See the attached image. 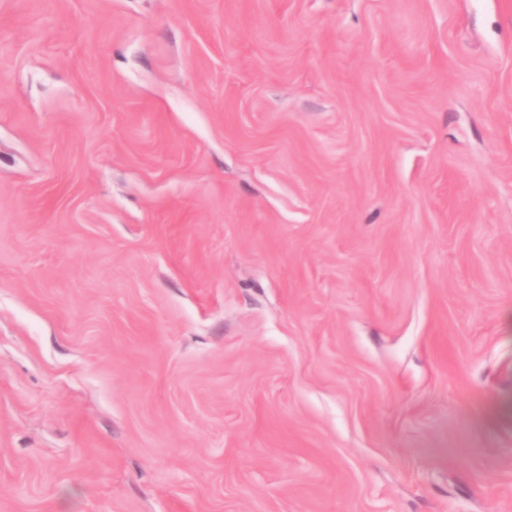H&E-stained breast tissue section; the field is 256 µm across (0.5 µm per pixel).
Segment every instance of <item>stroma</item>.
Masks as SVG:
<instances>
[{"label": "stroma", "instance_id": "stroma-1", "mask_svg": "<svg viewBox=\"0 0 512 512\" xmlns=\"http://www.w3.org/2000/svg\"><path fill=\"white\" fill-rule=\"evenodd\" d=\"M0 512H512V0H0Z\"/></svg>", "mask_w": 512, "mask_h": 512}]
</instances>
